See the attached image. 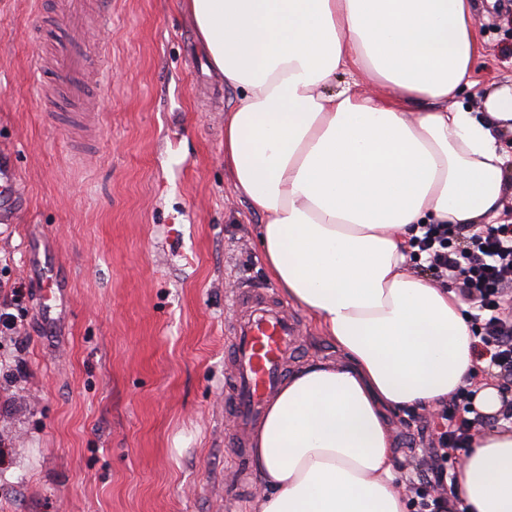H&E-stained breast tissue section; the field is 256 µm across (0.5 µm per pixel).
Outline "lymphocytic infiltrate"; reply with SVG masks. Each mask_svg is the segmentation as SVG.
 <instances>
[{
    "mask_svg": "<svg viewBox=\"0 0 512 512\" xmlns=\"http://www.w3.org/2000/svg\"><path fill=\"white\" fill-rule=\"evenodd\" d=\"M413 245L437 278L458 281L463 297L475 308L479 358L494 374L511 379L512 316L502 310L499 295L512 288V224H424ZM471 396V390H458L448 408L438 410L446 425L428 444L434 460L446 459L449 449L464 447L474 421H450L448 409L470 401Z\"/></svg>",
    "mask_w": 512,
    "mask_h": 512,
    "instance_id": "obj_1",
    "label": "lymphocytic infiltrate"
}]
</instances>
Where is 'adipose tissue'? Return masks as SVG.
<instances>
[{
    "instance_id": "ef3b65f1",
    "label": "adipose tissue",
    "mask_w": 512,
    "mask_h": 512,
    "mask_svg": "<svg viewBox=\"0 0 512 512\" xmlns=\"http://www.w3.org/2000/svg\"><path fill=\"white\" fill-rule=\"evenodd\" d=\"M238 90L224 168L262 213L269 275L343 363L315 361L269 400L252 437L265 487L249 512H408L386 413L448 401L478 364L454 291L409 268L422 224H493L512 186V85L474 88L475 0H181ZM362 71L364 95L337 73ZM473 405L450 481L459 512H512L501 390Z\"/></svg>"
}]
</instances>
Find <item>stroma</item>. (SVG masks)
<instances>
[{"mask_svg":"<svg viewBox=\"0 0 512 512\" xmlns=\"http://www.w3.org/2000/svg\"><path fill=\"white\" fill-rule=\"evenodd\" d=\"M480 87L512 82V0H477ZM108 42L102 128L87 155L46 122L34 73L49 34ZM236 93L178 0H112L106 29L71 28L53 0H0V156L23 198L0 226V282L30 289L0 335V512H243L227 381L238 289L265 271V217L224 170ZM55 261V281L44 275ZM290 368L340 363L313 319ZM395 463L427 470L433 410L390 414Z\"/></svg>","mask_w":512,"mask_h":512,"instance_id":"35a3bbf8","label":"stroma"}]
</instances>
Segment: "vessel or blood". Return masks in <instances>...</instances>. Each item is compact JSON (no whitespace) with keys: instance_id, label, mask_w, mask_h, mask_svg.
Segmentation results:
<instances>
[{"instance_id":"b4317fda","label":"vessel or blood","mask_w":512,"mask_h":512,"mask_svg":"<svg viewBox=\"0 0 512 512\" xmlns=\"http://www.w3.org/2000/svg\"><path fill=\"white\" fill-rule=\"evenodd\" d=\"M56 4L60 13L81 26L102 23L108 14V0H56ZM48 67L58 73L61 87L76 109L50 112L46 119L65 127L75 146L85 147L88 133L100 124L99 102L93 93L98 71L88 61L87 46L69 39L58 42L51 56L36 59V70ZM18 201L13 174L7 169L0 171V224L13 223ZM235 304L245 310L233 324L235 371L231 378L235 436L243 441L285 377L298 323L284 307L274 305L270 296L253 288L239 289Z\"/></svg>"}]
</instances>
